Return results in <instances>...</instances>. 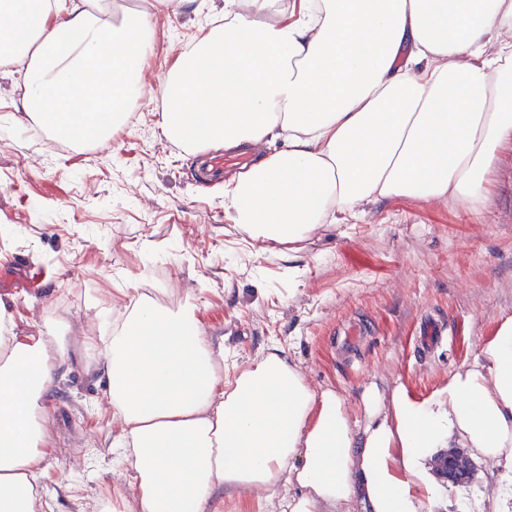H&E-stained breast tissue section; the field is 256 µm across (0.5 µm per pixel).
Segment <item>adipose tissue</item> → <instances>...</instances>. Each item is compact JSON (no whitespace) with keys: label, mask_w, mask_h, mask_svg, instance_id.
I'll use <instances>...</instances> for the list:
<instances>
[{"label":"adipose tissue","mask_w":512,"mask_h":512,"mask_svg":"<svg viewBox=\"0 0 512 512\" xmlns=\"http://www.w3.org/2000/svg\"><path fill=\"white\" fill-rule=\"evenodd\" d=\"M111 13L112 0H12L0 15V57L28 60L21 108L54 136L110 131L139 91L155 14L115 26ZM162 98V130L186 150L272 146L224 187L233 223L264 245L296 253L383 198L478 207L512 146V0H299L289 12L224 0L223 24L180 53ZM51 346L15 333L0 304V512L42 500ZM94 350L134 512H207L240 492L262 493L268 512H423L443 499L432 461L446 448L512 481V316L427 399L367 387L361 423L278 349L223 386L224 347L192 303L139 296Z\"/></svg>","instance_id":"obj_1"}]
</instances>
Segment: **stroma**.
I'll list each match as a JSON object with an SVG mask.
<instances>
[{"mask_svg":"<svg viewBox=\"0 0 512 512\" xmlns=\"http://www.w3.org/2000/svg\"><path fill=\"white\" fill-rule=\"evenodd\" d=\"M223 12L224 0H186L157 13L134 120L105 147L96 137L65 146L35 130L19 108L24 63L0 65V274L29 263L49 272L36 291L0 288V302L17 333L59 337L64 363L39 478L47 512H101L116 489L130 507L138 493L133 473L112 471L120 425L86 370L89 337L109 333L101 309L120 315L143 293L172 309L192 300L206 335L224 344L225 376L277 347L359 420L367 386L398 381L428 396L512 316L511 149L481 210L418 196L367 203L361 220L303 241L292 262L246 240L224 210L223 180L197 177L204 150L187 151L160 128L159 79ZM430 318L448 335L423 354ZM496 486L476 464L448 512H481Z\"/></svg>","mask_w":512,"mask_h":512,"instance_id":"obj_1","label":"stroma"}]
</instances>
